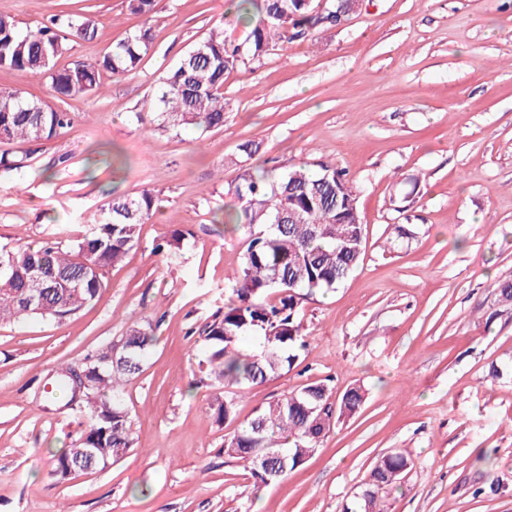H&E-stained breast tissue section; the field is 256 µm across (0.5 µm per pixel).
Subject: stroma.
<instances>
[{
    "label": "stroma",
    "mask_w": 512,
    "mask_h": 512,
    "mask_svg": "<svg viewBox=\"0 0 512 512\" xmlns=\"http://www.w3.org/2000/svg\"><path fill=\"white\" fill-rule=\"evenodd\" d=\"M71 0H0L33 29ZM92 32L56 62L91 61L139 28L126 0H82ZM225 0H157L153 43L132 74L61 102L68 128L0 142L29 167L0 170V246L90 231L113 198L150 190L157 210L105 273L102 297L70 319L0 324V512H344L375 459L412 466L383 495L389 512H512V0H360L338 27L277 44L224 81V126L207 137L152 124L164 72L224 17ZM259 142L253 158L241 142ZM331 164L353 186L364 260L336 289L304 299L308 347L264 384L235 387L237 420L331 379L365 400L315 454L268 486L224 453L199 367L200 329L224 311L244 230L246 168ZM416 235L395 250V225ZM180 250L154 248L172 230ZM152 323L156 342L127 383L134 448L105 470L59 483L50 459L81 418L34 390L61 365Z\"/></svg>",
    "instance_id": "obj_1"
}]
</instances>
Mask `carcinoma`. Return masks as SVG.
Here are the masks:
<instances>
[{
    "mask_svg": "<svg viewBox=\"0 0 512 512\" xmlns=\"http://www.w3.org/2000/svg\"><path fill=\"white\" fill-rule=\"evenodd\" d=\"M225 24H248L242 41L224 37L213 29L162 77L159 110L153 122L178 131L191 126L200 133L224 126V79L241 64L258 61L282 41L307 38L328 26L325 17L345 6L354 12L360 0H328L326 12L313 13L305 0H230ZM155 0H127L128 10L150 17ZM92 20L67 13L51 24L25 34L11 17L0 16V70L45 76L56 99L87 96L101 89L100 76L114 77L138 69L152 43L151 27L144 25L112 45L93 63L77 62L57 69L55 60L66 53L71 36L87 34ZM71 123L70 113L41 99H28L17 91H0V141L38 142L56 137ZM28 153L0 154V169L19 171ZM242 209L224 214V225H247L248 244L238 268L229 277L224 312L206 324L201 335L206 355L200 365L219 392L211 409L217 422L236 416L233 399L225 389L258 385L299 358L306 348L300 318L306 295L327 292L342 283L363 260L365 225L361 224L358 198L345 174L332 165L312 171L302 165L285 174L271 170L244 171L234 187ZM155 198L143 191L115 198L101 209L91 232L65 245H18L0 248V322L24 318L62 321L100 299L104 271L120 264L137 244L141 225L154 214ZM42 274L40 300L29 301L31 274ZM152 324L131 326L122 341L124 349L111 360L112 345L87 356L79 367L89 383L75 396V382L61 375L48 394L69 395L67 407L85 417L84 427L68 447L52 459V475L60 482L69 474L67 464L92 448L95 469L114 462L134 448L132 416L122 396L126 378L142 371L153 346ZM364 399L352 387L337 395L322 380L311 382L288 396L259 407L254 415L224 441V454L247 464L256 482L269 476L257 461L255 449L281 455L288 469L302 465L318 449L336 418L356 412ZM411 460L400 452L379 456L370 470L365 489L350 512H380L382 493L397 483L388 479L406 472Z\"/></svg>",
    "mask_w": 512,
    "mask_h": 512,
    "instance_id": "1",
    "label": "carcinoma"
}]
</instances>
